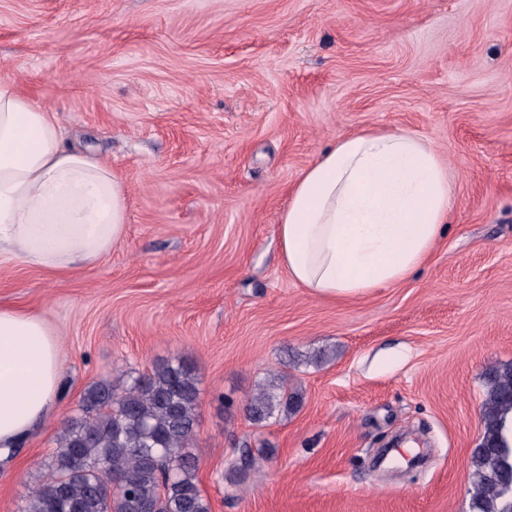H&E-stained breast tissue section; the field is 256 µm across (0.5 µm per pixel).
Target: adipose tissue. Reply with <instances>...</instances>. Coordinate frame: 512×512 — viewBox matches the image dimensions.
<instances>
[{"instance_id":"1","label":"adipose tissue","mask_w":512,"mask_h":512,"mask_svg":"<svg viewBox=\"0 0 512 512\" xmlns=\"http://www.w3.org/2000/svg\"><path fill=\"white\" fill-rule=\"evenodd\" d=\"M452 178L403 130L336 140L306 167L280 215L282 263L321 298L406 280L446 227ZM129 195L111 166L68 145L53 113L0 79V261L49 273L94 265L124 237ZM62 355L46 317L0 308V447H17L59 397Z\"/></svg>"}]
</instances>
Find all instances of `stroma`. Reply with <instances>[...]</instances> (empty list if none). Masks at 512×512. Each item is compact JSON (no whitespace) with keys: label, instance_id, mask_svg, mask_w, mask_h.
Returning a JSON list of instances; mask_svg holds the SVG:
<instances>
[{"label":"stroma","instance_id":"obj_1","mask_svg":"<svg viewBox=\"0 0 512 512\" xmlns=\"http://www.w3.org/2000/svg\"><path fill=\"white\" fill-rule=\"evenodd\" d=\"M0 77L130 200L92 267L0 264V307L44 313L64 356L58 403L0 457V512H24L90 385L171 360L199 379L211 512H470L483 373L512 363V0H0ZM370 128L435 148L447 230L406 280L320 298L282 264L279 216L322 150ZM273 373L302 404L250 420ZM416 429L427 469L374 468Z\"/></svg>","mask_w":512,"mask_h":512}]
</instances>
